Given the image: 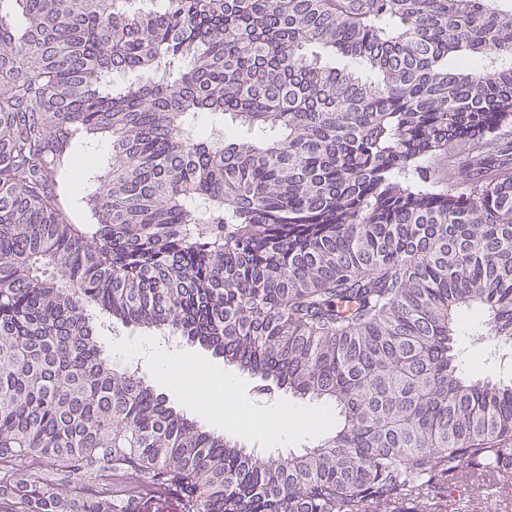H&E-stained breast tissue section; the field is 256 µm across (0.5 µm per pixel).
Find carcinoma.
I'll use <instances>...</instances> for the list:
<instances>
[{"label":"carcinoma","mask_w":512,"mask_h":512,"mask_svg":"<svg viewBox=\"0 0 512 512\" xmlns=\"http://www.w3.org/2000/svg\"><path fill=\"white\" fill-rule=\"evenodd\" d=\"M0 13V499L140 512H432L512 475V377L461 367L479 309L512 348V8L501 0H12ZM112 163L72 222L86 140ZM471 146L475 178L426 158ZM119 322L213 349L335 435L261 456L112 363ZM470 148L467 143H458L447 155H438L431 161L433 177L439 185H459L465 182L467 161L470 158ZM112 486V495L134 496L143 502L142 512H179V505L172 493L162 494L143 485L134 476L125 472L112 473L108 480Z\"/></svg>","instance_id":"carcinoma-1"}]
</instances>
